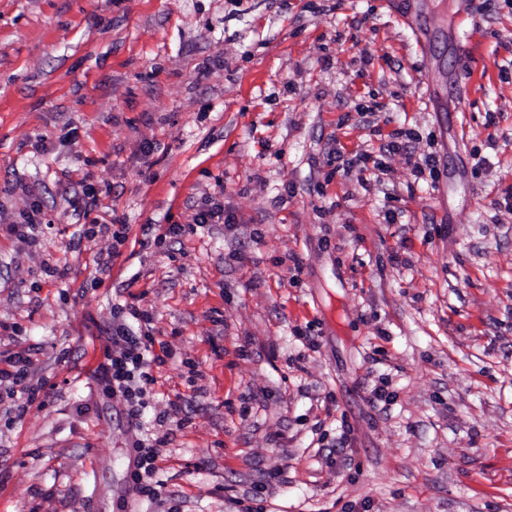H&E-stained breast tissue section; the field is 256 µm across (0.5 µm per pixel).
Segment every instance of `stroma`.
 Listing matches in <instances>:
<instances>
[{"label":"stroma","mask_w":512,"mask_h":512,"mask_svg":"<svg viewBox=\"0 0 512 512\" xmlns=\"http://www.w3.org/2000/svg\"><path fill=\"white\" fill-rule=\"evenodd\" d=\"M128 302L171 353L136 427ZM16 353L0 512H512V0H0ZM149 328L136 337L130 336L124 324L113 327L112 352L107 354L106 363L101 366L103 379L112 383L113 394L119 392L124 398L128 415L134 419L136 426L147 407L146 385L155 382L144 371L148 362L147 356L151 355L154 345L152 328ZM163 443L161 440L137 439L133 443V448L138 452V463L133 470V481L136 491L143 496H147L153 501L158 500L160 494L157 488L143 483L144 475L151 478L156 470V462L159 458V447Z\"/></svg>","instance_id":"1"}]
</instances>
